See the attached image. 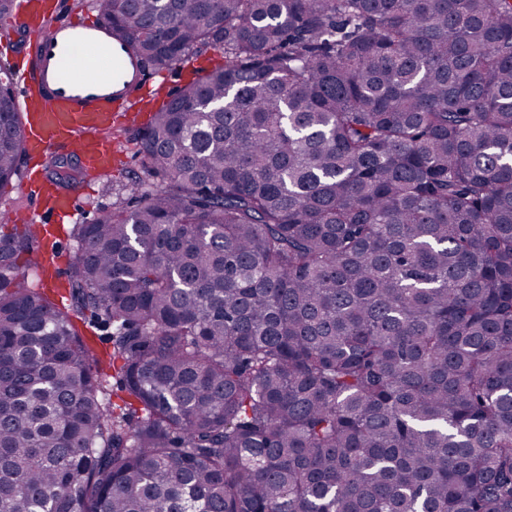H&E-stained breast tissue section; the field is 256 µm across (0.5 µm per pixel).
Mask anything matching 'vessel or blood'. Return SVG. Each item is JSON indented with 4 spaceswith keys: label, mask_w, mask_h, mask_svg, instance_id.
Returning a JSON list of instances; mask_svg holds the SVG:
<instances>
[{
    "label": "vessel or blood",
    "mask_w": 512,
    "mask_h": 512,
    "mask_svg": "<svg viewBox=\"0 0 512 512\" xmlns=\"http://www.w3.org/2000/svg\"><path fill=\"white\" fill-rule=\"evenodd\" d=\"M58 8V0L13 5V17L24 19L35 34L16 96L20 135L29 156L48 159L72 148L86 170L101 174L117 149L110 137L113 121L138 120L151 100L146 66L102 23L79 17L56 21ZM82 207L79 195L44 182L27 221L45 235L52 222L73 218Z\"/></svg>",
    "instance_id": "obj_1"
}]
</instances>
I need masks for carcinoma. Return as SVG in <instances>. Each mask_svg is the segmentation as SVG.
Here are the masks:
<instances>
[{
    "label": "carcinoma",
    "instance_id": "cac0c4a2",
    "mask_svg": "<svg viewBox=\"0 0 512 512\" xmlns=\"http://www.w3.org/2000/svg\"><path fill=\"white\" fill-rule=\"evenodd\" d=\"M96 9L224 65L74 225L66 301L0 234V512H512V0ZM19 125L0 81V190Z\"/></svg>",
    "mask_w": 512,
    "mask_h": 512
}]
</instances>
